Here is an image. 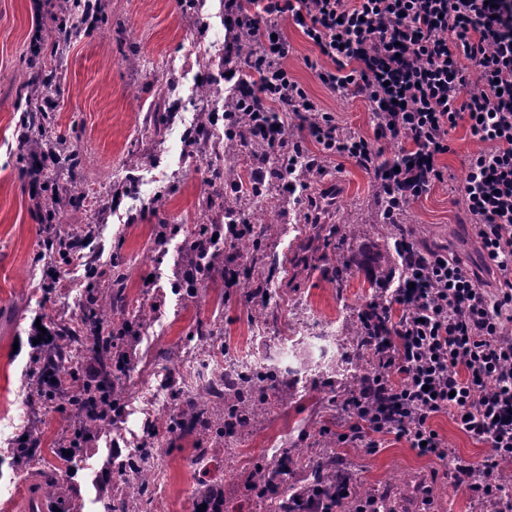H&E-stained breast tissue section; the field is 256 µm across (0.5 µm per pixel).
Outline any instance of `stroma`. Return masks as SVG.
<instances>
[{"label": "stroma", "mask_w": 512, "mask_h": 512, "mask_svg": "<svg viewBox=\"0 0 512 512\" xmlns=\"http://www.w3.org/2000/svg\"><path fill=\"white\" fill-rule=\"evenodd\" d=\"M101 30L83 34L66 52L57 72L55 131L83 152L87 163L79 174L57 167L56 189L79 178L90 207H66L59 223L46 224L23 186L24 164L16 147L15 122L30 89L21 74L26 50L38 26L32 0H0V512H27L37 483L63 485L80 512H105L117 476L115 457L132 451L145 420L153 415V399L176 403L193 397L212 382L215 371L200 363V351L231 347L260 359L288 342L306 320L323 326L342 325L336 336L337 356L353 352L351 336L358 313L380 296V282L399 277L402 261L394 249L404 236L421 250L459 256L479 273L485 287L495 277L484 266L472 237L468 216L456 187L466 177V160L478 147L468 128L452 131L453 153L442 157L448 180L436 184L411 204L393 230L371 217L377 201L373 177L363 167L341 158L322 164L311 180L315 206L280 203L278 232L265 241L276 263L265 265V301L245 288L228 291L220 270L203 278L197 296L179 289L183 268L178 260L186 236L158 240L165 225L224 222V127L213 126L205 148L190 145L186 129L196 119L191 92L218 71L224 44L219 0H206L202 15L210 27L196 38L193 16L177 0H101ZM284 29L292 50L288 69L308 94L336 117L345 131L372 137L375 121L369 105L331 92L313 69L322 57L292 24ZM179 109L159 133L148 130L157 117L159 96ZM365 222L356 237L343 229L350 212ZM94 233L81 252L88 268L66 275L65 287L47 288V263L40 253L51 236L75 234L85 226ZM123 263L129 284L118 309L125 315L148 307L140 332V360L124 379L122 410L110 419L83 456L66 463L57 450L75 411L68 400L43 408L32 396L29 376L37 353L31 339L38 327L63 328L82 315L86 305L87 270L111 271ZM344 277H337V268ZM154 287H147L146 279ZM210 330L200 341L198 329ZM290 400L275 405L262 421L236 440L238 458L220 460L202 470L197 457L212 442L199 433L166 436L161 441L165 470L155 492L165 512H195L197 490L207 482L223 486L227 512H268L252 498L245 458L276 449L317 447L322 430H339L340 403L318 377L291 384ZM41 433L35 467L20 471L13 464L15 439L30 427ZM352 464L359 496L393 501L411 491L413 512H474L450 467L417 455L406 443L387 440L377 453L341 449Z\"/></svg>", "instance_id": "1"}]
</instances>
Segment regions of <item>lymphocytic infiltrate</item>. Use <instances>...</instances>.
<instances>
[{
	"label": "lymphocytic infiltrate",
	"instance_id": "1",
	"mask_svg": "<svg viewBox=\"0 0 512 512\" xmlns=\"http://www.w3.org/2000/svg\"><path fill=\"white\" fill-rule=\"evenodd\" d=\"M222 9L223 76L251 114L250 137L283 158L279 180L291 182L301 164L317 171L304 157L311 140L322 157L368 170L398 212L444 182L440 159L460 123L483 142L460 192L498 285L484 287L457 257L397 239L403 272L369 307L388 329L370 339L375 372L346 400L337 440L374 453L394 436L417 455L450 461L484 512H512L497 487L501 460L512 458V0H223ZM286 20L329 59L316 71L321 84L379 115L373 138L340 130L289 72ZM246 30L257 41L244 61ZM287 114L300 137L289 135ZM442 414L487 445L483 460L456 459L432 426Z\"/></svg>",
	"mask_w": 512,
	"mask_h": 512
}]
</instances>
